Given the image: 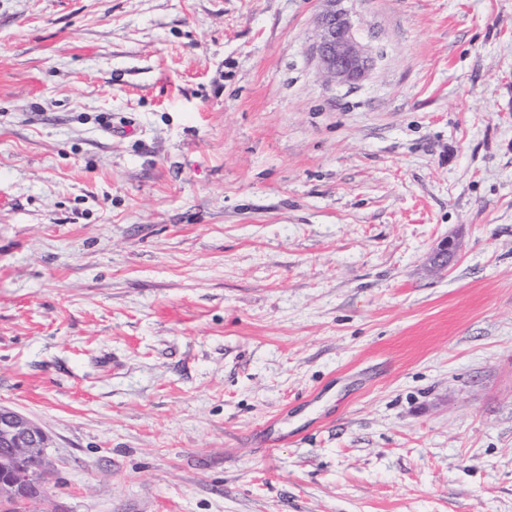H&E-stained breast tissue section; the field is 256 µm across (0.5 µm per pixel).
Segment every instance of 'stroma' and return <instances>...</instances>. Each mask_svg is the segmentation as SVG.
<instances>
[{
  "label": "stroma",
  "instance_id": "stroma-1",
  "mask_svg": "<svg viewBox=\"0 0 512 512\" xmlns=\"http://www.w3.org/2000/svg\"><path fill=\"white\" fill-rule=\"evenodd\" d=\"M343 6L0 0L18 512H512V0ZM341 1L344 0H322L327 8L318 15L312 51L325 81L354 86L368 76L373 57L356 37L347 11L336 8V3ZM46 448L47 436L35 423L16 411L0 408V456L11 461L10 471L0 472L1 501L15 502L40 494L44 471L39 466L44 463ZM30 461L40 465H30L34 482L29 486L32 476ZM23 492V496L15 499Z\"/></svg>",
  "mask_w": 512,
  "mask_h": 512
}]
</instances>
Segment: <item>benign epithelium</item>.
Masks as SVG:
<instances>
[{
	"mask_svg": "<svg viewBox=\"0 0 512 512\" xmlns=\"http://www.w3.org/2000/svg\"><path fill=\"white\" fill-rule=\"evenodd\" d=\"M327 8L317 18L312 51L319 74L327 82L354 86L360 84L373 66L367 46L355 35L346 10L336 7L339 0H324ZM457 251L455 241L443 240L430 256L435 268H445ZM46 434L26 416L0 408V456L11 461L9 472H0V500H12L28 489L29 463H44Z\"/></svg>",
	"mask_w": 512,
	"mask_h": 512,
	"instance_id": "benign-epithelium-1",
	"label": "benign epithelium"
}]
</instances>
